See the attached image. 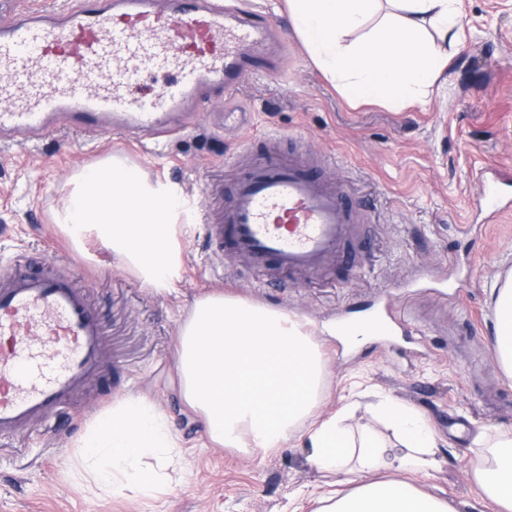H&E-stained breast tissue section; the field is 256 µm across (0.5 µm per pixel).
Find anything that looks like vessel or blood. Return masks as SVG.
Instances as JSON below:
<instances>
[{
    "label": "vessel or blood",
    "instance_id": "obj_1",
    "mask_svg": "<svg viewBox=\"0 0 512 512\" xmlns=\"http://www.w3.org/2000/svg\"><path fill=\"white\" fill-rule=\"evenodd\" d=\"M269 24L231 0H74L60 9L12 0L0 12V137L33 141L64 123L82 132L176 134L204 89L232 95L270 71ZM174 71L153 93L149 71ZM343 190L305 162L268 150L235 181L215 254L276 284L340 260L357 237ZM103 325L73 279L27 267L0 272V436L49 420L98 372Z\"/></svg>",
    "mask_w": 512,
    "mask_h": 512
}]
</instances>
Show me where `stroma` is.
I'll use <instances>...</instances> for the list:
<instances>
[{
  "label": "stroma",
  "instance_id": "stroma-1",
  "mask_svg": "<svg viewBox=\"0 0 512 512\" xmlns=\"http://www.w3.org/2000/svg\"><path fill=\"white\" fill-rule=\"evenodd\" d=\"M248 2L286 37L276 71L247 76L233 94L253 139L212 126L224 109L212 94L197 99L187 132L159 142L61 127L0 145V267L51 258L54 273L78 278L105 329L104 373L60 418L0 437V512H316L337 476L309 463L304 428L265 458H248L212 446L180 395L179 325L213 293L306 324L327 363L317 417L342 415L352 431L370 429L394 448L373 395L417 410L438 440L440 466L413 483L456 512H487L472 476L473 437L512 430V378L498 362L490 294L512 271V0H459L463 37L449 48L452 67L425 103L402 112L350 103L311 62L283 0ZM268 136L320 157L324 176L366 218L349 257L285 288L263 287L244 261L211 254L206 232ZM114 157L172 186L185 204L172 293L151 290L99 244L74 247L56 222L77 175ZM479 167L490 191L472 175ZM358 319L377 320L382 333L351 346L326 331ZM107 386L113 398L138 395L164 411L183 445V472L158 499L90 505L65 473Z\"/></svg>",
  "mask_w": 512,
  "mask_h": 512
}]
</instances>
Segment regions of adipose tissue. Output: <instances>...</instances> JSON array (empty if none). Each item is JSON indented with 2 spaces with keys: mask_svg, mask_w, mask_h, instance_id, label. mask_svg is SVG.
I'll use <instances>...</instances> for the list:
<instances>
[{
  "mask_svg": "<svg viewBox=\"0 0 512 512\" xmlns=\"http://www.w3.org/2000/svg\"><path fill=\"white\" fill-rule=\"evenodd\" d=\"M285 7L310 60L346 98L397 111L419 103L448 69L451 59L438 42L462 37L457 0H285ZM364 28L368 37L345 43ZM182 208L172 187L112 160L77 176L57 222L76 245L95 239L166 294L180 266L174 228ZM492 293L496 350L512 377V273ZM178 335L180 390L212 442L264 455L308 424L309 462L349 486L324 497L319 512H453L406 479L439 464L434 436L415 409L391 400L378 408L399 437L395 454L369 431L352 433L341 417L313 421L324 366L299 320L214 294L196 300ZM477 441L473 478L483 503L512 512V433ZM180 464L181 448L163 416L128 395L88 424L67 474L93 499L126 492L155 499Z\"/></svg>",
  "mask_w": 512,
  "mask_h": 512,
  "instance_id": "ef3b65f1",
  "label": "adipose tissue"
}]
</instances>
